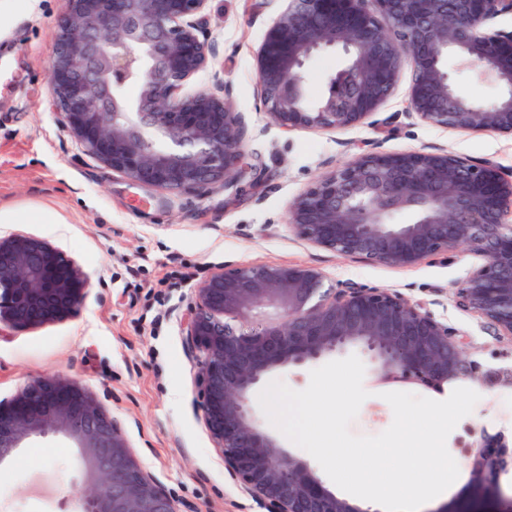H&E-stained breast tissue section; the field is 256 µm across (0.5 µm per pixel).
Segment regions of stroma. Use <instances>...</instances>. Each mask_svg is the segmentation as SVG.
Returning <instances> with one entry per match:
<instances>
[{
    "label": "stroma",
    "instance_id": "1",
    "mask_svg": "<svg viewBox=\"0 0 512 512\" xmlns=\"http://www.w3.org/2000/svg\"><path fill=\"white\" fill-rule=\"evenodd\" d=\"M280 0H210L212 71L232 87L254 178L207 195L141 186L91 158L48 104V71L64 0H16L0 9V61L12 78L0 92V238L42 239L75 262L90 287L80 313L36 329H0V399L32 378L60 375L86 386L121 423L143 469L194 512H266L224 468L197 406L195 362L180 317L197 285L228 264H305L337 288L394 292L447 323L465 357L485 366L512 364V338L461 307L456 285L481 259L460 248L412 267L338 255L288 227L292 202L360 152L446 150L495 162L512 173V136L442 129L407 114L409 74H402L375 125L283 130L265 112L255 54ZM341 51L305 67L310 101L327 91ZM203 72L185 85L207 84ZM368 398L350 425L374 436L393 422L382 389L364 380ZM512 432V387L481 390L473 412L447 439L463 458L460 434ZM83 486L77 452L49 436L0 467V512H76Z\"/></svg>",
    "mask_w": 512,
    "mask_h": 512
}]
</instances>
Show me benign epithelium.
I'll use <instances>...</instances> for the list:
<instances>
[{
  "label": "benign epithelium",
  "instance_id": "1",
  "mask_svg": "<svg viewBox=\"0 0 512 512\" xmlns=\"http://www.w3.org/2000/svg\"><path fill=\"white\" fill-rule=\"evenodd\" d=\"M208 0H66L48 72L49 107L84 150L140 186L201 195L237 186L248 169L244 131L219 74L189 95L182 87L212 67ZM256 54L265 110L285 130L360 125L410 69L407 111L445 129L512 135V0H282ZM340 48L346 65L308 103L304 68ZM495 84L490 102L460 95L448 56ZM135 84L130 98L126 87ZM412 215L405 224L393 222ZM288 225L320 248L364 262L415 266L458 247L483 263L456 286L460 306L512 336V178L488 159L448 151L366 152L316 181L288 210ZM88 277L31 236L0 238V326L41 327L75 316ZM196 353L198 400L224 467L267 512H367L329 490L310 465L255 422L251 389L270 370L361 345L374 383L442 393L471 381L512 386V366L463 356L423 305L384 289L335 288L303 264L235 265L211 272L183 318ZM76 448L81 512H180L134 455L121 424L88 389L62 376L32 380L0 401V466L39 438ZM464 496L429 512H469L481 502L512 512L500 475L512 439L482 434L466 451Z\"/></svg>",
  "mask_w": 512,
  "mask_h": 512
}]
</instances>
